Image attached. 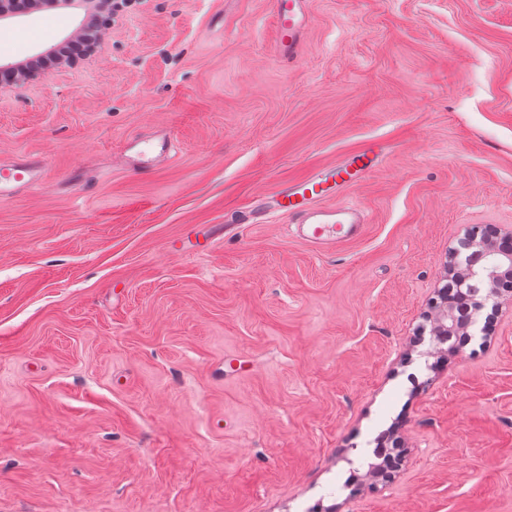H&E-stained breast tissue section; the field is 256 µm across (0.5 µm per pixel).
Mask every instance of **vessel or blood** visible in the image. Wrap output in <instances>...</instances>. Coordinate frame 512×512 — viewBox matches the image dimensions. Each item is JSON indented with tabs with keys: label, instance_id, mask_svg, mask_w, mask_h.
<instances>
[{
	"label": "vessel or blood",
	"instance_id": "1",
	"mask_svg": "<svg viewBox=\"0 0 512 512\" xmlns=\"http://www.w3.org/2000/svg\"><path fill=\"white\" fill-rule=\"evenodd\" d=\"M276 45L279 56L295 60L310 21L307 0H272ZM175 140L166 130L147 138L128 140L122 147L124 161L133 169L156 167L169 160ZM378 157L355 154L340 160L329 170H316L303 180L283 185L273 198L277 212L295 218L299 236L319 251L360 238L367 224L365 211L341 202L340 197L370 172ZM43 159L23 156L0 166V200L6 201L22 189L33 190L44 180Z\"/></svg>",
	"mask_w": 512,
	"mask_h": 512
}]
</instances>
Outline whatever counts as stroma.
<instances>
[{
    "label": "stroma",
    "mask_w": 512,
    "mask_h": 512,
    "mask_svg": "<svg viewBox=\"0 0 512 512\" xmlns=\"http://www.w3.org/2000/svg\"><path fill=\"white\" fill-rule=\"evenodd\" d=\"M308 8L291 62L270 0H134L0 91V164L48 161L0 201V512H512V311L458 356L419 334L468 228L512 232V0ZM82 16L0 24V59ZM159 130L175 158L127 168ZM362 150L361 238L239 223Z\"/></svg>",
    "instance_id": "35a3bbf8"
}]
</instances>
